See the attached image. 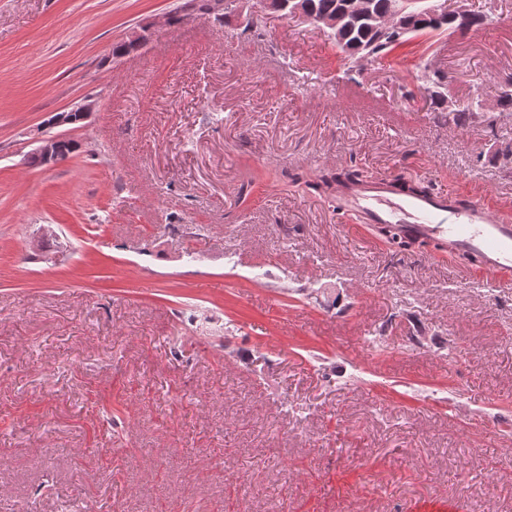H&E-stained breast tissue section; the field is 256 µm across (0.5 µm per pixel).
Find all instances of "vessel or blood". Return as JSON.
<instances>
[{"label": "vessel or blood", "mask_w": 512, "mask_h": 512, "mask_svg": "<svg viewBox=\"0 0 512 512\" xmlns=\"http://www.w3.org/2000/svg\"><path fill=\"white\" fill-rule=\"evenodd\" d=\"M338 212L364 224H394L404 237L432 241L448 255H473L490 274L512 269V217L490 210L480 197L458 204L453 193L408 194L389 177L357 185H340Z\"/></svg>", "instance_id": "b4317fda"}]
</instances>
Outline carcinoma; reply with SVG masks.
Instances as JSON below:
<instances>
[{
    "mask_svg": "<svg viewBox=\"0 0 512 512\" xmlns=\"http://www.w3.org/2000/svg\"><path fill=\"white\" fill-rule=\"evenodd\" d=\"M215 0H186L181 9L171 14L170 24H178L184 19L183 12L196 11L202 15L210 13ZM311 14L317 17H330L345 9V0H304ZM404 26L398 31L375 30L362 20H353L339 31L332 33L334 43L345 58L352 64L361 59L383 58L390 53L404 51L411 46L410 36L431 34L434 32H455L457 30L480 29L492 23V17L484 13H474L467 18H436L422 12L416 6L408 9ZM427 90L431 98L444 99L443 88L447 87L446 77L424 69ZM458 121L477 124L486 121V115L478 111V106L471 102H462L451 110ZM288 184L302 189L313 190L326 197H334L336 186L358 183L368 178L367 173L357 167H350L339 172H326L311 179L303 173H282ZM378 234L389 246L399 250H409L422 243L405 238L400 229L391 224L378 227Z\"/></svg>",
    "mask_w": 512,
    "mask_h": 512,
    "instance_id": "1",
    "label": "carcinoma"
}]
</instances>
